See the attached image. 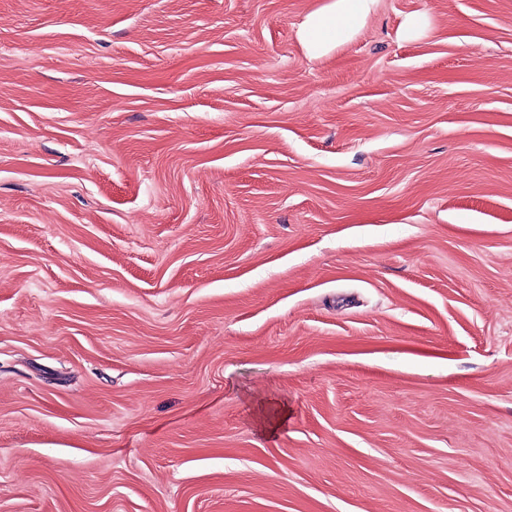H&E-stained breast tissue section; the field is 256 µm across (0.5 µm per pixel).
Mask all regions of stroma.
Here are the masks:
<instances>
[{"instance_id": "obj_1", "label": "stroma", "mask_w": 512, "mask_h": 512, "mask_svg": "<svg viewBox=\"0 0 512 512\" xmlns=\"http://www.w3.org/2000/svg\"><path fill=\"white\" fill-rule=\"evenodd\" d=\"M323 2L0 0V512H512V0ZM378 0H326L308 13L298 29L306 53L320 57L353 38L365 25Z\"/></svg>"}]
</instances>
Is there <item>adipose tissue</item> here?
<instances>
[{
	"label": "adipose tissue",
	"mask_w": 512,
	"mask_h": 512,
	"mask_svg": "<svg viewBox=\"0 0 512 512\" xmlns=\"http://www.w3.org/2000/svg\"><path fill=\"white\" fill-rule=\"evenodd\" d=\"M377 0H325L308 13L298 39L309 56L320 57L353 38L365 25Z\"/></svg>",
	"instance_id": "ef3b65f1"
}]
</instances>
